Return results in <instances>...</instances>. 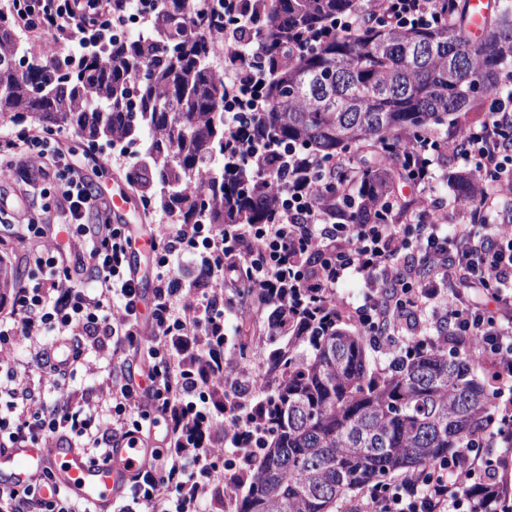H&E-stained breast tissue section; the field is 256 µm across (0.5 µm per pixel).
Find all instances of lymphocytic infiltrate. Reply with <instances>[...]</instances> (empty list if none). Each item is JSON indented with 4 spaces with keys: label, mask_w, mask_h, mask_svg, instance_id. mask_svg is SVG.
<instances>
[{
    "label": "lymphocytic infiltrate",
    "mask_w": 512,
    "mask_h": 512,
    "mask_svg": "<svg viewBox=\"0 0 512 512\" xmlns=\"http://www.w3.org/2000/svg\"><path fill=\"white\" fill-rule=\"evenodd\" d=\"M251 0H197L207 37L224 59V151L250 159L261 152L252 123L268 109L263 89L271 68L254 36L262 18ZM441 0H369L382 22L432 27L448 22ZM139 0H10L17 24L33 39L47 36L85 45L91 33L123 25ZM512 94L497 97L486 119L440 140L428 132L407 140L400 153L412 173L418 209L403 224H358L337 212V198L356 194L352 152L331 159L290 150L287 168L268 163L256 176L270 180L273 212L265 224H179L155 245L157 288L150 317L138 307L130 276L131 242L123 225L65 147L59 126L20 127L0 134V178L43 191L54 183L61 220L83 229L95 219L88 258L92 272L75 280L55 257L32 253L28 275L0 314V447L51 443L67 433L80 438L91 460L118 440L153 438L152 464L144 467L113 512H198L218 490L236 499L256 472L257 451L271 427L270 399L279 385L272 368L277 337L288 329L308 335L339 323L370 336L392 363L429 349L472 357L488 367L494 409L487 428L465 448L427 469L407 472L365 489L359 512H472L469 491L503 487L490 512H512V226L490 223L512 184ZM39 165H32L31 157ZM450 157L489 180L474 206L448 216L433 188L437 164ZM486 216L477 224L474 214ZM361 285L351 305L338 292L348 278ZM194 294H187L186 286ZM264 324L250 353L231 358L246 330ZM151 338H144V331ZM65 336L73 363L86 347L104 354L110 368L99 413L68 391V369L40 349L34 367L54 398L36 411L31 386L20 383L16 337ZM223 339L221 350L209 339ZM223 388V429L203 417L216 410L211 392ZM0 512H91L65 493L46 500L37 484L0 492Z\"/></svg>",
    "instance_id": "f902f5d3"
}]
</instances>
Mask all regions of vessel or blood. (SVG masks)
<instances>
[{
    "mask_svg": "<svg viewBox=\"0 0 512 512\" xmlns=\"http://www.w3.org/2000/svg\"><path fill=\"white\" fill-rule=\"evenodd\" d=\"M149 461L148 451L137 446L118 448L104 462L95 463L67 437L44 447L0 448V490L31 484L48 472L53 479L42 486V495L63 490L71 499L93 505L95 512H112L115 501Z\"/></svg>",
    "mask_w": 512,
    "mask_h": 512,
    "instance_id": "obj_1",
    "label": "vessel or blood"
}]
</instances>
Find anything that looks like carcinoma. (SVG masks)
I'll return each mask as SVG.
<instances>
[{
    "mask_svg": "<svg viewBox=\"0 0 512 512\" xmlns=\"http://www.w3.org/2000/svg\"><path fill=\"white\" fill-rule=\"evenodd\" d=\"M138 36L93 35L95 49L61 67L28 54L12 18L0 11V125L28 119L63 124L90 143L136 144L134 169L154 208L182 224L201 210L187 190L193 177L224 157V82L212 46L191 25L192 0H159ZM358 0H255L258 36L275 72L261 138L331 158L354 149L362 162L357 217L388 213L401 223L412 203L389 211L395 186L407 181L400 139L430 128L480 122L486 99L512 72V4L496 5L482 36L468 37L469 0L454 21L430 29L367 21L360 33L335 35L294 56L282 46L311 32ZM454 203L483 193L470 174L448 177ZM210 223L265 224L269 191L250 166L225 162L208 170ZM276 368L282 384L272 402L273 430L255 488L236 512H332L348 490L421 470L466 447L493 411L488 387L462 356L429 351L381 373L372 343L342 326L284 337Z\"/></svg>",
    "mask_w": 512,
    "mask_h": 512,
    "instance_id": "obj_1",
    "label": "carcinoma"
}]
</instances>
